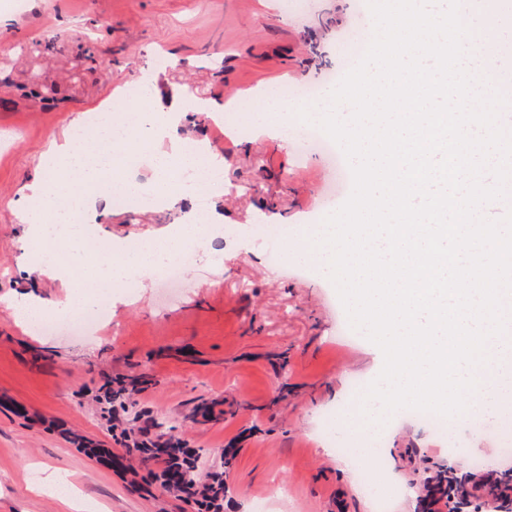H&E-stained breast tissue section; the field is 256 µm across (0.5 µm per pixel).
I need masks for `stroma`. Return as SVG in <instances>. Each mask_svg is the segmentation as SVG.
<instances>
[{"mask_svg":"<svg viewBox=\"0 0 512 512\" xmlns=\"http://www.w3.org/2000/svg\"><path fill=\"white\" fill-rule=\"evenodd\" d=\"M362 0H0L11 17L0 26V512H68L29 490L32 468L68 473L83 495L106 512H193L186 496L163 490L153 462L111 465L87 447L117 450L125 416L100 401L107 388L145 373L134 408L166 422L206 471L223 467V512H253L269 490H282L276 512H372L368 494L341 472L321 420L348 402L351 378L371 381L374 354L360 331L342 337L348 320L334 284L317 265L287 249L299 224H320L333 173L317 149L298 153L282 114V132L259 136L251 117L241 134L212 125L201 101L247 103L266 109L265 91L321 86L328 102L344 76L348 41L370 37L360 27ZM146 84L148 96L177 104L182 137L206 140L224 157V191L210 195L221 215L182 275L181 297L161 299L160 281L116 289L109 320L91 333L46 334L17 324L6 299L32 293L63 299L70 281L37 274L38 258L22 216L25 187L52 139L105 100L121 102L115 120L137 112L127 89ZM98 240L131 247L179 223L195 198L154 212L99 197ZM287 217L271 238H225L228 224ZM283 259L272 263V252ZM383 447L367 459L384 486L400 488L394 512H416L407 487L472 460L485 469L512 467L500 452L498 423L480 442L469 429L440 435L419 416L396 414L384 425Z\"/></svg>","mask_w":512,"mask_h":512,"instance_id":"1","label":"stroma"}]
</instances>
